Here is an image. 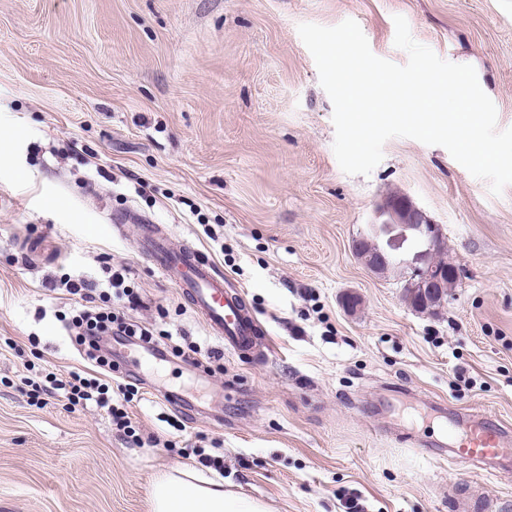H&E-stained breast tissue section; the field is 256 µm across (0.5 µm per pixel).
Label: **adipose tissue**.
Listing matches in <instances>:
<instances>
[{
    "label": "adipose tissue",
    "instance_id": "1",
    "mask_svg": "<svg viewBox=\"0 0 512 512\" xmlns=\"http://www.w3.org/2000/svg\"><path fill=\"white\" fill-rule=\"evenodd\" d=\"M150 497L153 512H267L261 502L225 492L220 482L187 466L158 475Z\"/></svg>",
    "mask_w": 512,
    "mask_h": 512
}]
</instances>
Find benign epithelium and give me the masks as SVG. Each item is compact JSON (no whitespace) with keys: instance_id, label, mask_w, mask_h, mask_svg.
I'll return each mask as SVG.
<instances>
[{"instance_id":"obj_1","label":"benign epithelium","mask_w":512,"mask_h":512,"mask_svg":"<svg viewBox=\"0 0 512 512\" xmlns=\"http://www.w3.org/2000/svg\"><path fill=\"white\" fill-rule=\"evenodd\" d=\"M381 221L372 225L373 237H361L353 244L355 254L363 256V264L371 271L383 273L393 262L392 254L403 246L408 233L416 232L425 241L426 249L414 254L412 261L401 260L406 269V286L415 297V310L434 315L442 306L438 288L442 270L434 258L447 250L445 238L427 215L405 197L388 199L377 207Z\"/></svg>"}]
</instances>
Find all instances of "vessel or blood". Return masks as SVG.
Listing matches in <instances>:
<instances>
[{
    "instance_id": "obj_1",
    "label": "vessel or blood",
    "mask_w": 512,
    "mask_h": 512,
    "mask_svg": "<svg viewBox=\"0 0 512 512\" xmlns=\"http://www.w3.org/2000/svg\"><path fill=\"white\" fill-rule=\"evenodd\" d=\"M139 249L167 279L174 281L184 299L203 320L207 331L225 350L253 353L262 325L239 292L229 290L222 272L194 246L172 248L167 237L147 227ZM448 447L437 448L436 457L482 465L512 473V426L472 414H457L448 421ZM452 512H500L502 505L490 494L472 496L463 490L449 495Z\"/></svg>"
}]
</instances>
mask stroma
<instances>
[{"mask_svg": "<svg viewBox=\"0 0 512 512\" xmlns=\"http://www.w3.org/2000/svg\"><path fill=\"white\" fill-rule=\"evenodd\" d=\"M397 15L472 65L512 127V0H0V512H152L154 478L202 453L221 460L204 475L269 512H449L451 483L512 503V478L427 453L435 399L512 425V185L492 195L445 148L400 137L369 176L345 174L297 30L355 20L402 65ZM392 192L465 272L437 315L404 301L402 269L353 253ZM146 224L237 286L266 330L259 357L208 336L140 252ZM109 266L141 307L118 300ZM66 277L103 282L98 306L166 350L139 353L137 441L96 404L30 395L28 379L89 364Z\"/></svg>", "mask_w": 512, "mask_h": 512, "instance_id": "obj_1", "label": "stroma"}]
</instances>
